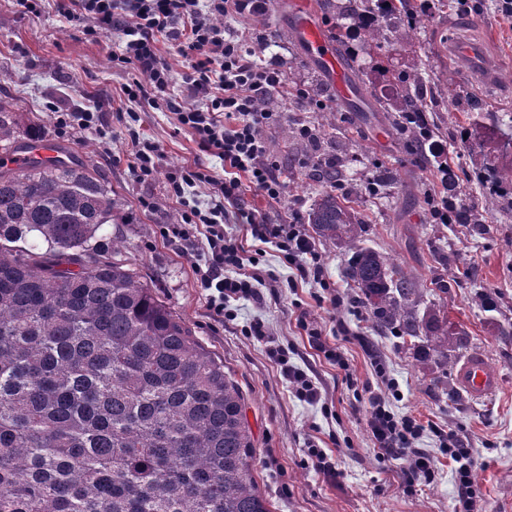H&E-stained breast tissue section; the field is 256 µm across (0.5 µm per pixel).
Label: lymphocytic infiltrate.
Segmentation results:
<instances>
[{"mask_svg": "<svg viewBox=\"0 0 512 512\" xmlns=\"http://www.w3.org/2000/svg\"><path fill=\"white\" fill-rule=\"evenodd\" d=\"M57 7L67 22H91L96 32L122 30L125 40L120 61L136 65L157 93H167L171 85L170 73L158 53L159 38L177 45L191 62L184 83L197 104L178 110L177 120L223 162L224 176L216 178L209 168L198 163L171 171L169 183L173 197L184 208L183 221L162 228L161 233L187 250L195 249L198 240H205L194 272L212 318L223 321L227 301L257 296L254 283L258 276L246 271L243 246L238 239L225 235V225H249L252 238L276 242L284 260L295 267L301 278L322 280L321 257L299 220L271 224L245 210H227L247 185L272 200L284 194L278 166L270 160L262 136L272 114L261 103L272 92L287 88L286 74L274 62L257 66L249 35L227 31L223 25L227 18L262 13L265 0H58ZM199 183L214 186L223 205L203 208L191 202L185 190ZM369 404L367 428L379 457H408L406 486L432 482V459L415 446L421 424L389 411L379 394H371ZM438 437L441 453L455 465L458 512H477L471 450L464 447L455 432L442 431Z\"/></svg>", "mask_w": 512, "mask_h": 512, "instance_id": "obj_1", "label": "lymphocytic infiltrate"}]
</instances>
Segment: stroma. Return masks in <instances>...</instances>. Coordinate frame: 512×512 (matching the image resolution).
<instances>
[{
    "mask_svg": "<svg viewBox=\"0 0 512 512\" xmlns=\"http://www.w3.org/2000/svg\"><path fill=\"white\" fill-rule=\"evenodd\" d=\"M288 2L268 0L264 15L243 22L255 35L251 46L257 61H278L288 77L290 94L274 96L272 120L262 131L286 193L272 202L248 190L238 205L259 211L272 224L290 219L293 209L307 211L320 188L309 136L343 146V193L365 225L363 245L383 253L419 288L421 306L444 307L468 334L466 348L447 366L418 362L410 338L397 332L384 336L373 327L356 289L343 279L350 251L332 242L314 243L329 283L324 289L297 278L275 244L255 241L245 225H225V234L242 241L253 260L260 298L229 302L230 320L217 323L209 317L193 256L164 238L161 229L182 217L170 196L169 172L196 162L220 177L224 165L179 124L171 109L153 107L145 97L127 99L124 88L144 77L135 65L114 60L123 44L121 31L91 35L70 27L58 14L56 0H43L37 13L25 15L14 0H0V96L17 99L25 122L40 124L50 141L91 158L111 183L118 218L103 235L121 246L113 258L155 288L202 343L223 358L246 398L256 444L255 476L271 512H456L453 464L439 449L440 429L457 432L473 451L480 512H500L503 502L512 500V212L482 208L477 223L438 224L429 200L451 192L436 175L441 160L456 177V196L464 200L479 193L467 180L479 158L462 141L472 115L453 111L452 95L458 88L479 91L490 108H512V23L496 12L494 0H467L463 7L419 13L416 40L382 49L385 65L410 63L420 55L430 60L434 111L429 119L436 126L433 139L442 147L435 157L395 131L392 113L377 110L370 87H363L360 103L337 99L329 78L289 35ZM453 33L480 39L499 79L487 81L450 51ZM313 86L322 90L331 109L297 111L292 92ZM102 98L113 99L115 108L101 113L97 126L57 127L55 112H92ZM132 127L163 153L158 171L145 183L131 170L136 150L128 135ZM382 173L390 184L372 194L369 183ZM145 198L152 208L142 207ZM443 284L448 287L444 293L439 290ZM334 293L341 304L331 303ZM304 312L325 342L344 354L348 371L310 348L298 322ZM257 320L264 323L269 341L247 336ZM273 344L315 379L322 393L319 403L296 398L268 353ZM473 352L483 353L503 380L484 402L471 400L456 384L459 365ZM389 378L400 392L388 397L389 408L423 425L416 445L435 463L433 481L409 492L403 487L407 459L379 458L366 425L368 397L386 394ZM312 444L326 450L337 477L317 468L308 454Z\"/></svg>",
    "mask_w": 512,
    "mask_h": 512,
    "instance_id": "35a3bbf8",
    "label": "stroma"
}]
</instances>
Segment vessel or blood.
Masks as SVG:
<instances>
[{"label": "vessel or blood", "mask_w": 512, "mask_h": 512, "mask_svg": "<svg viewBox=\"0 0 512 512\" xmlns=\"http://www.w3.org/2000/svg\"><path fill=\"white\" fill-rule=\"evenodd\" d=\"M291 33L299 39L315 63L331 77L336 93L346 100H355L359 91L351 81L346 64L324 28L313 13L295 11L290 26ZM456 381L461 390L472 400L483 402L492 397L500 387V377L488 359L480 353L471 354L458 368Z\"/></svg>", "instance_id": "vessel-or-blood-1"}]
</instances>
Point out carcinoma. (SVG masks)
Here are the masks:
<instances>
[{
    "label": "carcinoma",
    "instance_id": "obj_1",
    "mask_svg": "<svg viewBox=\"0 0 512 512\" xmlns=\"http://www.w3.org/2000/svg\"><path fill=\"white\" fill-rule=\"evenodd\" d=\"M335 37L364 29L376 52L416 33L412 0H340ZM376 104L402 129L426 111V72L375 70ZM486 112L465 142L488 157L472 170L484 205L512 210V116ZM19 104L0 97V141L14 138ZM23 131L10 166L0 157V512H270L259 493L255 441L239 385L190 323L96 240L115 220L112 186L63 145ZM325 182L307 214L320 239L353 246L345 276L379 330L418 341L423 362L446 364L463 332L445 311L413 307L418 289L383 254L360 245L363 223L336 194L341 158L316 155Z\"/></svg>",
    "mask_w": 512,
    "mask_h": 512
}]
</instances>
